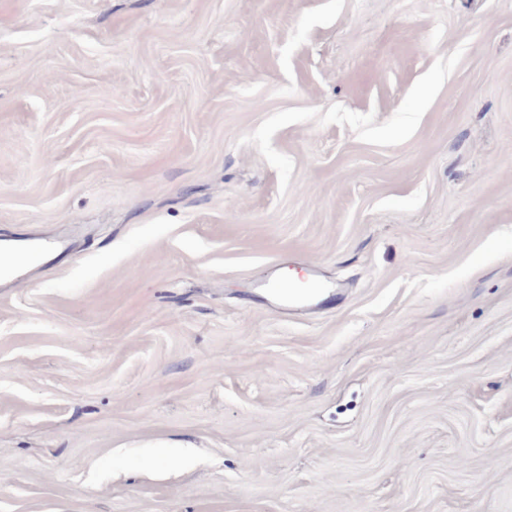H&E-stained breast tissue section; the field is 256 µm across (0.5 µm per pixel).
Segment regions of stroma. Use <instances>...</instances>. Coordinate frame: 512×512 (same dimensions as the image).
<instances>
[{
  "label": "stroma",
  "instance_id": "stroma-1",
  "mask_svg": "<svg viewBox=\"0 0 512 512\" xmlns=\"http://www.w3.org/2000/svg\"><path fill=\"white\" fill-rule=\"evenodd\" d=\"M29 237L0 512H512V0H0ZM287 287H271L269 294L274 304L288 311H315L326 302L341 298L342 288L319 277L316 268L308 266L302 273L288 275V293L280 290ZM303 288L307 291L291 289Z\"/></svg>",
  "mask_w": 512,
  "mask_h": 512
}]
</instances>
